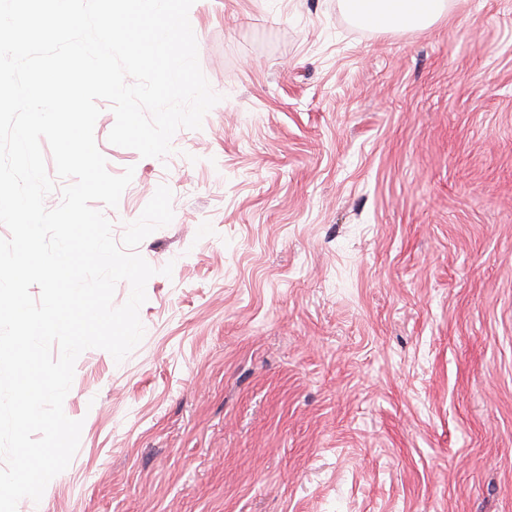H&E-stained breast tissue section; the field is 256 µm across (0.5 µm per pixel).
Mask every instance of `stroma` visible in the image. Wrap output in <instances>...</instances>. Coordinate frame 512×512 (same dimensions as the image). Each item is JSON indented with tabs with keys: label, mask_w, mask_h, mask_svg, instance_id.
I'll return each instance as SVG.
<instances>
[{
	"label": "stroma",
	"mask_w": 512,
	"mask_h": 512,
	"mask_svg": "<svg viewBox=\"0 0 512 512\" xmlns=\"http://www.w3.org/2000/svg\"><path fill=\"white\" fill-rule=\"evenodd\" d=\"M221 97L165 158L94 135L114 238L174 218L145 333L84 351L79 448L17 512H512V0L422 30L195 0ZM172 265L171 276L161 275Z\"/></svg>",
	"instance_id": "1"
}]
</instances>
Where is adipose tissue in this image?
<instances>
[{
	"label": "adipose tissue",
	"instance_id": "ef3b65f1",
	"mask_svg": "<svg viewBox=\"0 0 512 512\" xmlns=\"http://www.w3.org/2000/svg\"><path fill=\"white\" fill-rule=\"evenodd\" d=\"M446 0H345L349 14L375 28L416 29L437 21Z\"/></svg>",
	"mask_w": 512,
	"mask_h": 512
}]
</instances>
